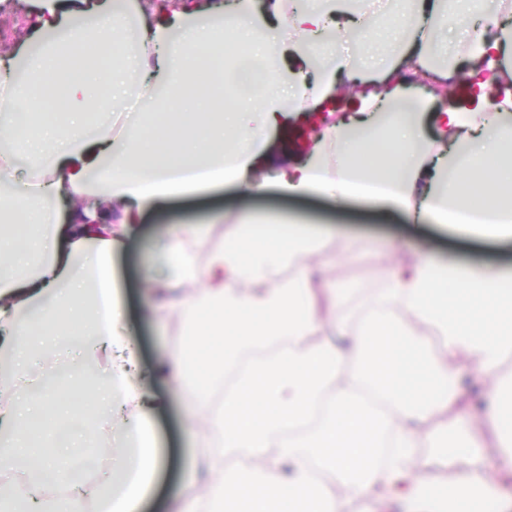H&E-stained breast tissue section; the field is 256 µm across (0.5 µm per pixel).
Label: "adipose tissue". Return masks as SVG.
Here are the masks:
<instances>
[{"label": "adipose tissue", "mask_w": 512, "mask_h": 512, "mask_svg": "<svg viewBox=\"0 0 512 512\" xmlns=\"http://www.w3.org/2000/svg\"><path fill=\"white\" fill-rule=\"evenodd\" d=\"M474 0H416L398 8L393 25L374 31L348 0H215L207 10L188 0L155 6L140 23L141 0H37L30 43L0 79V217L17 230L0 249V329L21 337L0 346V512H29L21 486L55 481L65 495L44 499L45 512H141L162 465L141 424L149 392L138 380L131 341L120 329L116 261L123 236L143 212L176 197L232 183L260 193L257 170L275 169L290 195L326 192L337 202L363 195L401 207L417 221L462 235L512 238V25L489 17L469 34L464 53L476 93L461 106L437 109L432 97L397 77L394 67L363 69L328 50L315 80L302 67L327 26L353 40L395 42L401 58L428 67L434 41L457 27ZM135 30L134 49L126 33ZM355 78L357 120L328 128L309 157L269 152L283 119L305 121L334 96L340 76ZM136 98L131 121L102 113ZM200 108L183 123L187 104ZM436 115L448 140L430 141L421 115ZM46 155L14 180L21 153ZM48 225L38 238L24 225ZM331 227L236 220L211 243L205 266L192 248L202 233L185 226L158 240L171 267L163 312L179 316L184 339L162 361L173 385L197 406L189 430L217 434L198 451L185 477L192 495L175 512H343L353 499L381 512H479L512 476V387L498 371L512 350V275L420 258L389 278L358 326L321 316L320 254ZM295 276L276 281L279 267ZM443 338L425 358L428 329ZM79 336L86 359L105 364L93 401L106 426H118L130 455L97 454L72 481L57 462V435L68 413L58 395L71 382L31 376L30 357L55 337ZM475 365L490 405L466 410L455 381ZM235 380L219 403L209 396L227 373ZM26 411H19L20 401ZM436 425L438 446L418 452L422 425ZM498 431L495 444L475 430ZM468 440L475 457L501 465L492 478L460 472L451 489L421 479L433 459L451 455L448 437ZM39 453H31V444ZM236 448L247 469L228 471Z\"/></svg>", "instance_id": "adipose-tissue-1"}]
</instances>
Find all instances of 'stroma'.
<instances>
[{
    "label": "stroma",
    "instance_id": "stroma-1",
    "mask_svg": "<svg viewBox=\"0 0 512 512\" xmlns=\"http://www.w3.org/2000/svg\"><path fill=\"white\" fill-rule=\"evenodd\" d=\"M35 0H8L0 6V57L14 52L28 35L29 9ZM248 212L261 222L296 220L307 224L337 226L343 239L329 243L325 252L337 261L326 267L324 285L347 290L342 306L328 308V315L358 319L362 304L381 288L388 277L407 267L418 256L455 259L466 265L490 266L512 272V240L480 242L441 230L434 225L410 223L402 211L389 209L367 199H355L337 208L330 198L309 194L291 198L278 188L265 194L241 197L233 185L205 195L175 200L161 212H149L131 235L118 259L121 296L127 324L139 355V367L149 391L163 404L145 421L166 459V469L146 505L147 512H170L169 505L182 497L183 474L192 466L205 436L190 434L185 426L187 403L155 370L162 353L175 348L181 339L177 316L160 318L147 309L155 294L144 281L147 267H155L157 279L167 270L159 266L153 247L156 236L180 224L200 225L204 239L196 246L199 264H206L208 243L231 230L239 212Z\"/></svg>",
    "mask_w": 512,
    "mask_h": 512
}]
</instances>
